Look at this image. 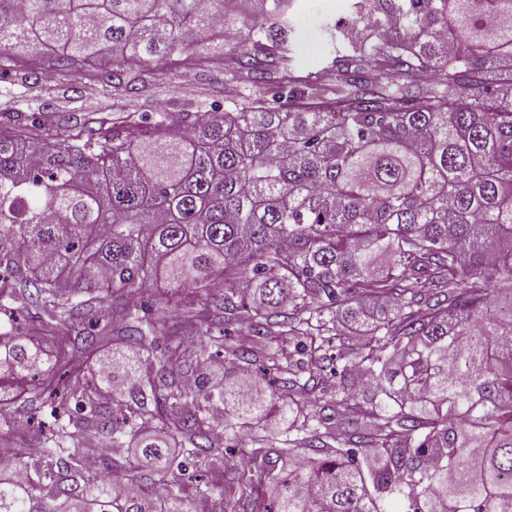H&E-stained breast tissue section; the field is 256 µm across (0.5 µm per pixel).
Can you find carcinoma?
Instances as JSON below:
<instances>
[{"mask_svg": "<svg viewBox=\"0 0 512 512\" xmlns=\"http://www.w3.org/2000/svg\"><path fill=\"white\" fill-rule=\"evenodd\" d=\"M293 2L0 0V70L24 80L41 57L135 94L182 57L279 89L0 114V307L42 313L0 333V398L54 418L0 448L27 472L0 467V512H189V466L219 468L241 434L250 466L224 497L253 512H512V0H346L331 88L293 75ZM151 285L164 306L223 291V314L180 313L208 332L193 380L173 372L185 350L155 349L177 332L131 302ZM111 340L142 352L112 362L120 393L91 364ZM84 430L111 448L93 469ZM130 440L148 473L114 459Z\"/></svg>", "mask_w": 512, "mask_h": 512, "instance_id": "obj_1", "label": "carcinoma"}]
</instances>
